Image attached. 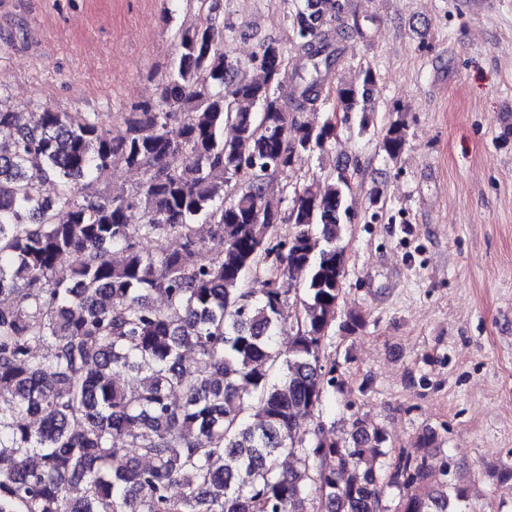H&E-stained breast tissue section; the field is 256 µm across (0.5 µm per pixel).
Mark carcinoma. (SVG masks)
<instances>
[{"instance_id":"cac0c4a2","label":"carcinoma","mask_w":512,"mask_h":512,"mask_svg":"<svg viewBox=\"0 0 512 512\" xmlns=\"http://www.w3.org/2000/svg\"><path fill=\"white\" fill-rule=\"evenodd\" d=\"M291 4L290 46L261 41L241 78L219 0H186L157 97L117 137L0 97V512H387L388 489L399 512H467L447 458L394 456L362 416L314 422L331 332L365 325L339 311L349 180L295 186L284 209L274 179L336 142L333 116L366 132L378 76L341 78L343 0ZM328 103L321 126L299 118ZM407 136L400 117L378 147L396 160ZM119 165L141 179L111 195ZM162 235L179 247L151 251Z\"/></svg>"}]
</instances>
